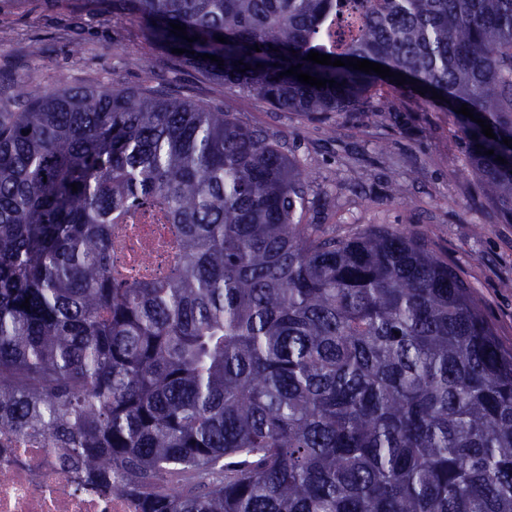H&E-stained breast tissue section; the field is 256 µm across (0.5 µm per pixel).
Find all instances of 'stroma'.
<instances>
[{
  "label": "stroma",
  "instance_id": "obj_1",
  "mask_svg": "<svg viewBox=\"0 0 512 512\" xmlns=\"http://www.w3.org/2000/svg\"><path fill=\"white\" fill-rule=\"evenodd\" d=\"M52 92L112 84L159 85L265 129L309 176L327 232L394 227L424 239L467 280L500 344L512 348V224L480 193L460 160L465 144L452 114L395 94L384 112H334L310 122L248 92H225L195 67L176 65L146 43L135 16L81 11L77 0H0V79ZM335 134H328V126Z\"/></svg>",
  "mask_w": 512,
  "mask_h": 512
}]
</instances>
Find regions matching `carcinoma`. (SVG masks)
<instances>
[{
  "instance_id": "carcinoma-1",
  "label": "carcinoma",
  "mask_w": 512,
  "mask_h": 512,
  "mask_svg": "<svg viewBox=\"0 0 512 512\" xmlns=\"http://www.w3.org/2000/svg\"><path fill=\"white\" fill-rule=\"evenodd\" d=\"M112 11L226 89L306 117L427 88L512 223V0ZM312 50L408 83L313 64ZM298 64L334 87L280 77ZM307 186L280 140L227 106L155 86L0 84V431L119 478L141 512H512V350L424 241L302 223ZM147 207L177 260L131 281L112 267L115 225Z\"/></svg>"
}]
</instances>
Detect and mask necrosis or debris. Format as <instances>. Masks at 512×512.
Wrapping results in <instances>:
<instances>
[{"mask_svg": "<svg viewBox=\"0 0 512 512\" xmlns=\"http://www.w3.org/2000/svg\"><path fill=\"white\" fill-rule=\"evenodd\" d=\"M162 231L151 214L131 219L124 226L126 248L116 262L135 277L164 275L167 254L144 251L147 238ZM0 469L8 473L0 480V512H140L136 498L122 490L84 486L81 473L65 467L37 438L0 451Z\"/></svg>", "mask_w": 512, "mask_h": 512, "instance_id": "obj_1", "label": "necrosis or debris"}]
</instances>
